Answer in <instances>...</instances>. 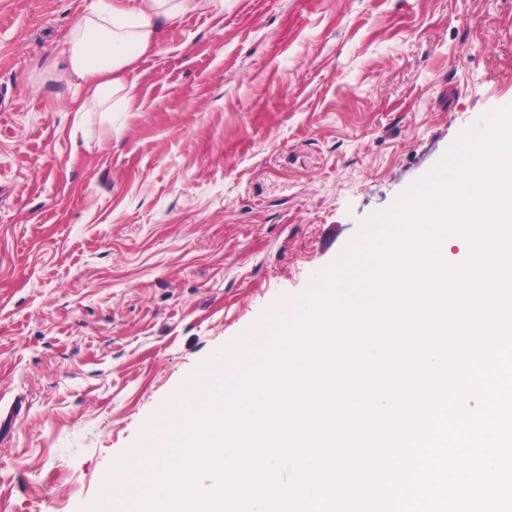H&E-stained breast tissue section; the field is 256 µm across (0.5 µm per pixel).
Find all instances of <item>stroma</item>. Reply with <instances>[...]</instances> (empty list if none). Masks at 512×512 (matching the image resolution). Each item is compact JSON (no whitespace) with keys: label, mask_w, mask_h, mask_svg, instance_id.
<instances>
[{"label":"stroma","mask_w":512,"mask_h":512,"mask_svg":"<svg viewBox=\"0 0 512 512\" xmlns=\"http://www.w3.org/2000/svg\"><path fill=\"white\" fill-rule=\"evenodd\" d=\"M86 0H0V512H108L216 354L512 107V0H224L111 111L62 79Z\"/></svg>","instance_id":"1"}]
</instances>
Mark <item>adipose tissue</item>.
<instances>
[{
	"mask_svg": "<svg viewBox=\"0 0 512 512\" xmlns=\"http://www.w3.org/2000/svg\"><path fill=\"white\" fill-rule=\"evenodd\" d=\"M205 10L223 12L224 0H88L71 41L67 75L81 80L90 99L104 104L124 92L122 71L159 46L158 22L176 23Z\"/></svg>",
	"mask_w": 512,
	"mask_h": 512,
	"instance_id": "adipose-tissue-1",
	"label": "adipose tissue"
}]
</instances>
